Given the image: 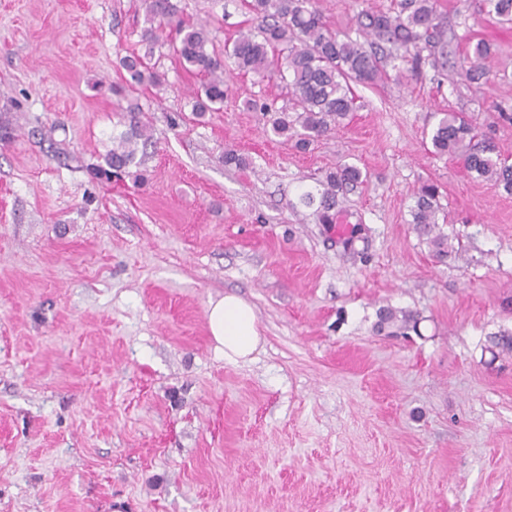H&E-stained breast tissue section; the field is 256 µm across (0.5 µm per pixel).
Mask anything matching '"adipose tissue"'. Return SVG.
Here are the masks:
<instances>
[{"label": "adipose tissue", "instance_id": "1", "mask_svg": "<svg viewBox=\"0 0 512 512\" xmlns=\"http://www.w3.org/2000/svg\"><path fill=\"white\" fill-rule=\"evenodd\" d=\"M208 325L218 349L228 361L247 359L259 344L253 309L237 295L227 294L210 301Z\"/></svg>", "mask_w": 512, "mask_h": 512}]
</instances>
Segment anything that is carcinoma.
Segmentation results:
<instances>
[{
    "mask_svg": "<svg viewBox=\"0 0 512 512\" xmlns=\"http://www.w3.org/2000/svg\"><path fill=\"white\" fill-rule=\"evenodd\" d=\"M149 20L157 23L144 37L158 40L157 31L172 22L177 14L172 0H143ZM256 25L240 31L232 45L219 50L209 38L204 25L176 23L179 44L175 52L187 69L206 77L193 107L199 113L224 103V60L236 68L268 77L275 72V55L283 57L290 80L292 108L274 109L253 102L249 107L268 116L266 132L286 140H295L305 150L326 136L354 110L352 84L375 85L386 77L387 58L403 65L400 77H423L425 67L435 70L448 66L447 28L439 19L433 0H395L387 11H362L357 14L354 32L370 38L364 44L352 35L332 31L315 0H249ZM487 13L502 21H512V0H485ZM488 54V47L478 42L472 60L463 69L466 80L479 82L488 71L477 60ZM130 76V84L157 82L139 55L121 59ZM126 130L113 138L112 152L106 159L115 171L137 166L138 147L151 141L148 124L140 113H126ZM433 153L457 159L474 178L502 184L512 189V165L495 155L489 141H478L472 122L460 112H443L430 132ZM363 182L360 168L342 164L319 181L317 192L305 191L300 203L313 210L317 223L334 224L340 214V197ZM413 224L426 238L433 251L443 257L457 248L447 236L436 232L438 226L439 188L424 182L414 193ZM379 327L418 323L413 315L384 308L379 312Z\"/></svg>",
    "mask_w": 512,
    "mask_h": 512,
    "instance_id": "cac0c4a2",
    "label": "carcinoma"
}]
</instances>
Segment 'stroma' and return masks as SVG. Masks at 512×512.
<instances>
[{"label":"stroma","instance_id":"obj_1","mask_svg":"<svg viewBox=\"0 0 512 512\" xmlns=\"http://www.w3.org/2000/svg\"><path fill=\"white\" fill-rule=\"evenodd\" d=\"M174 2L219 47L253 24L245 0ZM434 3L488 80L389 69L301 151L247 107L288 105L280 77L227 69L196 115L202 78L173 30L147 51L143 0H0V512H512V193L428 136L462 112L512 163V23ZM318 5L341 33L392 0ZM132 53L159 85L125 90ZM130 111L142 162L97 177ZM344 163L366 179L316 223L299 195ZM426 181L463 245L442 260L412 224ZM227 294L256 316L245 362L208 329ZM383 307L418 333L377 331ZM472 58L470 57L469 66L463 69L464 77L470 82H479L488 78V71L482 68L477 61L488 54V47L482 42H477L473 47ZM474 59V60H473Z\"/></svg>","mask_w":512,"mask_h":512}]
</instances>
